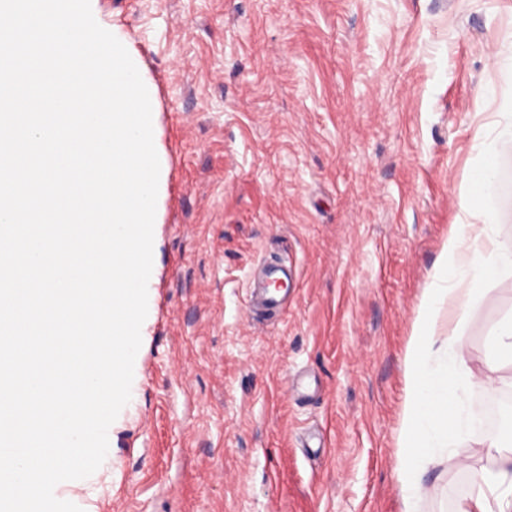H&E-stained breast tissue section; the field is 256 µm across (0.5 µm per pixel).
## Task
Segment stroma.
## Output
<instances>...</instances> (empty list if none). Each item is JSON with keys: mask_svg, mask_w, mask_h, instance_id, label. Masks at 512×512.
Returning a JSON list of instances; mask_svg holds the SVG:
<instances>
[{"mask_svg": "<svg viewBox=\"0 0 512 512\" xmlns=\"http://www.w3.org/2000/svg\"><path fill=\"white\" fill-rule=\"evenodd\" d=\"M156 90L166 180L133 399L110 462L68 481L82 512H400L405 355L458 197L512 73V0H95ZM512 240V145L499 151ZM296 276L252 310L262 268ZM464 330L476 371L512 279ZM298 382L286 394L284 378ZM425 479L453 512L475 438ZM280 282L278 279H272L264 288H259V294L253 301V306L260 307L266 312L281 314L286 308L280 292H270L269 286Z\"/></svg>", "mask_w": 512, "mask_h": 512, "instance_id": "1", "label": "stroma"}]
</instances>
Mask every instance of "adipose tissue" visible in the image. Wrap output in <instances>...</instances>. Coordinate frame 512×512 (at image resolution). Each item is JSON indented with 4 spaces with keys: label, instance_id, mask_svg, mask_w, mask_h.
<instances>
[{
    "label": "adipose tissue",
    "instance_id": "ef3b65f1",
    "mask_svg": "<svg viewBox=\"0 0 512 512\" xmlns=\"http://www.w3.org/2000/svg\"><path fill=\"white\" fill-rule=\"evenodd\" d=\"M507 106L481 145L483 161L473 185L459 199L463 214L481 213L486 220L452 226L413 327L395 470L401 512H419L426 474L452 456L457 439L472 432L463 390L512 389V375L502 374L500 366L479 372L467 366L461 335L467 308L482 297L484 282L512 278V241L498 235L501 213L495 201L499 148L512 142V100ZM486 453L493 468L471 469L477 491L461 499L455 512H512V437L490 439Z\"/></svg>",
    "mask_w": 512,
    "mask_h": 512
}]
</instances>
